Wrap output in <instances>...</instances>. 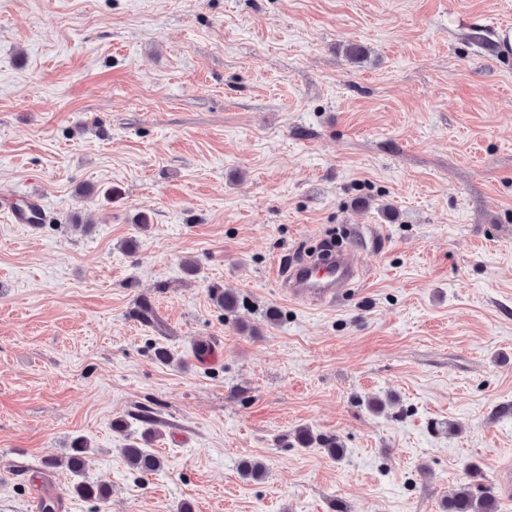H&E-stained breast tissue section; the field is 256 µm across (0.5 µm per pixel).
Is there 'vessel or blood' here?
<instances>
[{
  "label": "vessel or blood",
  "mask_w": 512,
  "mask_h": 512,
  "mask_svg": "<svg viewBox=\"0 0 512 512\" xmlns=\"http://www.w3.org/2000/svg\"><path fill=\"white\" fill-rule=\"evenodd\" d=\"M10 215L16 224H38L46 218L43 200L36 195L28 196L18 207L0 209ZM360 276V269L348 252L331 254L330 257L303 262L290 268L282 276V286L289 298L309 306L333 304L338 295Z\"/></svg>",
  "instance_id": "1"
}]
</instances>
